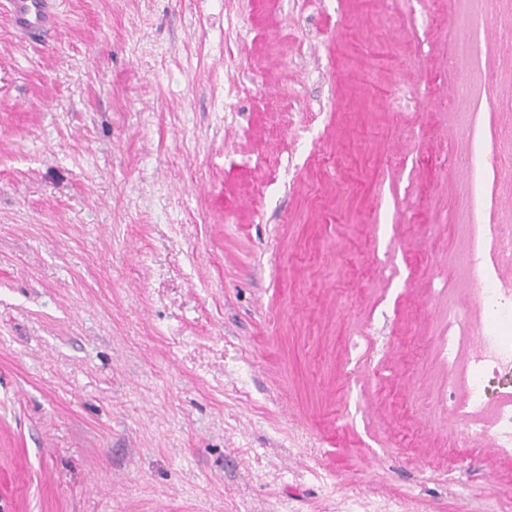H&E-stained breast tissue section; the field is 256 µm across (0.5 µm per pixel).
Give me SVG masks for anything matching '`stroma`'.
I'll return each instance as SVG.
<instances>
[{"label": "stroma", "mask_w": 512, "mask_h": 512, "mask_svg": "<svg viewBox=\"0 0 512 512\" xmlns=\"http://www.w3.org/2000/svg\"><path fill=\"white\" fill-rule=\"evenodd\" d=\"M56 7L29 41L0 0V512L512 497V355L448 411L493 333L475 227L512 225V0ZM498 371L483 360L475 359L468 378L469 395L465 402V408L470 413H477L484 408L485 404V380L489 375Z\"/></svg>", "instance_id": "1"}]
</instances>
